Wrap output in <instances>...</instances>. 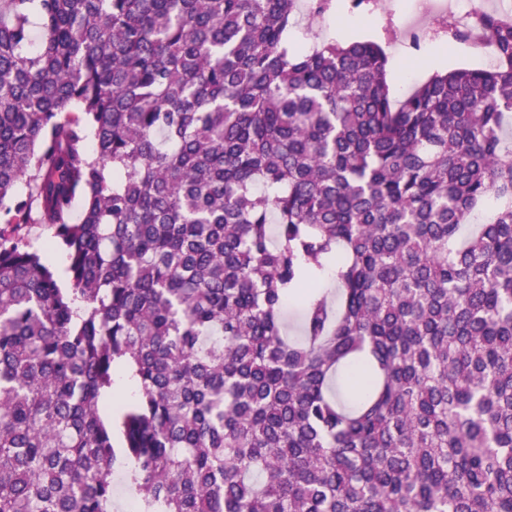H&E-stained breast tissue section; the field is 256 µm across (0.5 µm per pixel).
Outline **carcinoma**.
Segmentation results:
<instances>
[{"mask_svg":"<svg viewBox=\"0 0 512 512\" xmlns=\"http://www.w3.org/2000/svg\"><path fill=\"white\" fill-rule=\"evenodd\" d=\"M331 2L0 0V512L117 447L140 512H512V23L396 103Z\"/></svg>","mask_w":512,"mask_h":512,"instance_id":"1","label":"carcinoma"}]
</instances>
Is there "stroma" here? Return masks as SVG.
<instances>
[{
  "label": "stroma",
  "mask_w": 512,
  "mask_h": 512,
  "mask_svg": "<svg viewBox=\"0 0 512 512\" xmlns=\"http://www.w3.org/2000/svg\"><path fill=\"white\" fill-rule=\"evenodd\" d=\"M416 7V0H394L392 8L384 14L367 10L353 12L343 0H338L324 18H301L293 37L303 43L317 37L330 39L340 33L348 40L372 39L381 43L389 58L388 84L398 98L406 96L438 72L456 68L495 69V62L479 56L468 41L451 42L432 34L421 49L409 48L402 40V32Z\"/></svg>",
  "instance_id": "obj_1"
}]
</instances>
